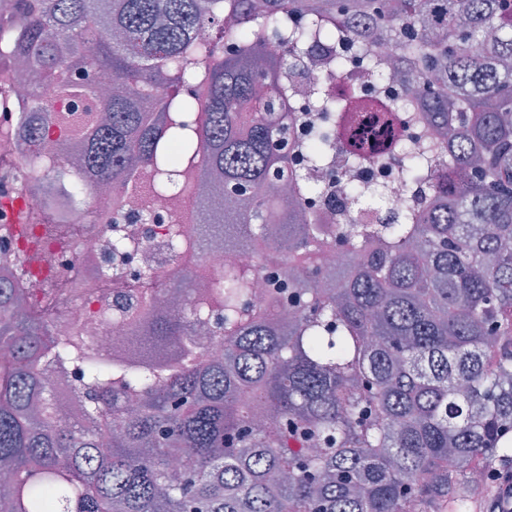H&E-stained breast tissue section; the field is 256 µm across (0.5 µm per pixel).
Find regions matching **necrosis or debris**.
Listing matches in <instances>:
<instances>
[{
  "label": "necrosis or debris",
  "instance_id": "4bbe7bcc",
  "mask_svg": "<svg viewBox=\"0 0 512 512\" xmlns=\"http://www.w3.org/2000/svg\"><path fill=\"white\" fill-rule=\"evenodd\" d=\"M352 42L351 34L341 30L335 44L309 48L293 90L300 102L320 89L335 92L340 101L336 139L329 152L335 180L324 186L320 206L329 230L346 223L355 210L345 192L349 183L380 188L390 209L415 204L427 189L426 184L404 180L400 169L403 148L423 146V128L399 129L395 139L379 140L374 149L360 152L349 129L350 107L358 100H369L378 110L403 118L415 93L400 77L379 79L357 62L344 74H336L335 55ZM0 81L13 89L10 98L0 99V275L13 268L19 253L29 254L30 266L14 286L33 309L40 306L47 286L59 289L61 302L46 315L54 336H88L99 352L112 353L133 330L132 324L116 320L117 303L138 304L146 287L155 288L160 299L177 297V284L183 280L199 292L223 274L225 252L202 231L213 216L198 210L197 197L155 199L151 208L159 215V223L116 224L111 186L93 182L84 200L64 197L56 203L43 191L30 188L27 168L39 147L17 120L28 109L21 92L30 76L9 62L0 66ZM174 224L180 226L187 242L177 258L167 249L169 228ZM117 236L128 242L118 253L112 250ZM146 270L151 271V279H141Z\"/></svg>",
  "mask_w": 512,
  "mask_h": 512
}]
</instances>
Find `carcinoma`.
<instances>
[{
    "label": "carcinoma",
    "mask_w": 512,
    "mask_h": 512,
    "mask_svg": "<svg viewBox=\"0 0 512 512\" xmlns=\"http://www.w3.org/2000/svg\"><path fill=\"white\" fill-rule=\"evenodd\" d=\"M347 29L432 78L421 119L448 168L378 224L324 238L336 98L306 137L288 77ZM31 67L34 157L72 189L182 195L217 171L224 234L247 250L175 314L145 296L131 355L57 340L0 282V512H470L472 475L512 456V0H15L0 62ZM99 103L105 121L72 112ZM427 155L402 173L425 175ZM343 255L330 283L323 253ZM305 268L295 318L253 301L266 267ZM216 320L224 360L193 326ZM76 367L66 419L44 360Z\"/></svg>",
    "instance_id": "1"
}]
</instances>
